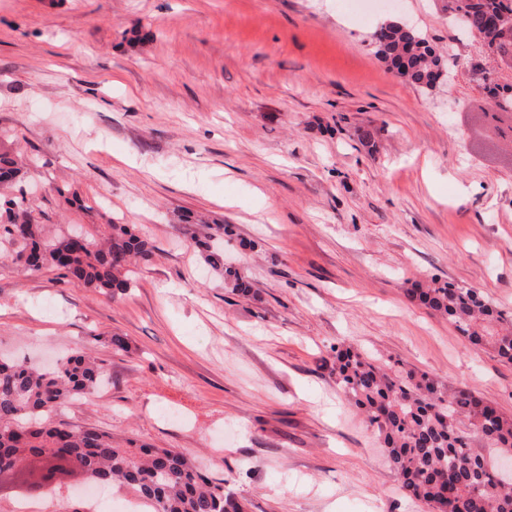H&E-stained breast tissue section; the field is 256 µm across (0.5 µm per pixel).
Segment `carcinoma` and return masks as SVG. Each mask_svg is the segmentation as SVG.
I'll return each mask as SVG.
<instances>
[{
	"label": "carcinoma",
	"instance_id": "1",
	"mask_svg": "<svg viewBox=\"0 0 512 512\" xmlns=\"http://www.w3.org/2000/svg\"><path fill=\"white\" fill-rule=\"evenodd\" d=\"M456 24L482 38L495 52L508 48L496 21L512 22V0H448ZM376 54L395 76L422 90H432L448 75L446 57L416 26L389 22L375 30ZM512 141V87H489ZM21 163L0 141V243L14 247V260L35 274L46 267L115 300L129 288L132 259L147 260L151 251L125 224L107 225L103 241L77 229L53 239L31 219ZM410 299L448 318L468 345L490 349L512 363V314L499 310L471 288L435 279L408 291ZM336 382L364 414L385 448L403 494L428 512H512V477L495 455L512 454V419L474 392L446 391L430 375L403 363L381 367L358 351L338 349ZM103 366L84 354L61 359L42 370L22 361L0 359V488L4 475L21 486L46 466L59 484L79 474L99 485L114 482L131 488L152 512H246L247 504L224 492L174 448L122 445L112 434L49 423L66 402L95 389ZM480 440L484 449L473 447Z\"/></svg>",
	"mask_w": 512,
	"mask_h": 512
}]
</instances>
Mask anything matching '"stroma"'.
I'll use <instances>...</instances> for the list:
<instances>
[{
  "instance_id": "obj_1",
  "label": "stroma",
  "mask_w": 512,
  "mask_h": 512,
  "mask_svg": "<svg viewBox=\"0 0 512 512\" xmlns=\"http://www.w3.org/2000/svg\"><path fill=\"white\" fill-rule=\"evenodd\" d=\"M383 16L458 54L448 84L386 69ZM490 82L512 85V64L441 0L371 17L345 0H0V135L27 163L35 223L97 237L109 216L153 249L114 301L0 253V354L89 351L109 381L54 421L177 449L247 512H426L334 351L512 417V363L406 296L438 278L512 312V146L477 122ZM212 235L217 266L197 245Z\"/></svg>"
}]
</instances>
